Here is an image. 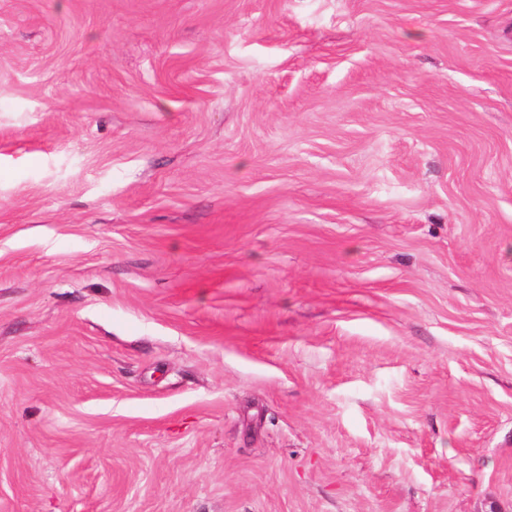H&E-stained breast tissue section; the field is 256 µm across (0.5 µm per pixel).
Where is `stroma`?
Instances as JSON below:
<instances>
[{
    "label": "stroma",
    "instance_id": "obj_1",
    "mask_svg": "<svg viewBox=\"0 0 512 512\" xmlns=\"http://www.w3.org/2000/svg\"><path fill=\"white\" fill-rule=\"evenodd\" d=\"M0 512H512V0H0Z\"/></svg>",
    "mask_w": 512,
    "mask_h": 512
}]
</instances>
